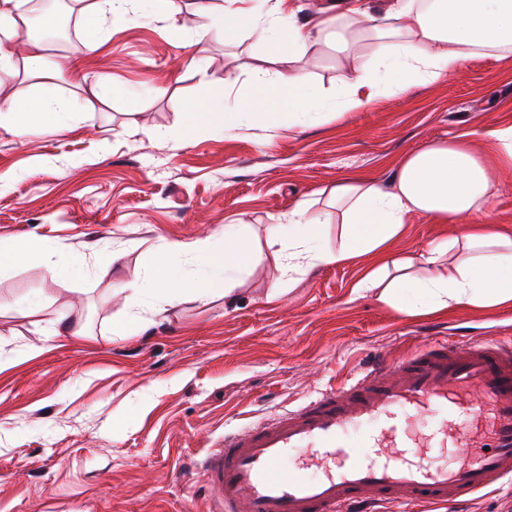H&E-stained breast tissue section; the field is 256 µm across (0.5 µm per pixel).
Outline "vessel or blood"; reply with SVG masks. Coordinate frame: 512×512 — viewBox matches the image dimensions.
Wrapping results in <instances>:
<instances>
[{
  "instance_id": "vessel-or-blood-1",
  "label": "vessel or blood",
  "mask_w": 512,
  "mask_h": 512,
  "mask_svg": "<svg viewBox=\"0 0 512 512\" xmlns=\"http://www.w3.org/2000/svg\"><path fill=\"white\" fill-rule=\"evenodd\" d=\"M433 412L434 432L413 414ZM465 448L452 466L432 449ZM212 512L460 503L512 476V343L430 339L299 408L225 432L201 461Z\"/></svg>"
}]
</instances>
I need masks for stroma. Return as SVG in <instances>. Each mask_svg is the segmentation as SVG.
<instances>
[{"label":"stroma","mask_w":512,"mask_h":512,"mask_svg":"<svg viewBox=\"0 0 512 512\" xmlns=\"http://www.w3.org/2000/svg\"><path fill=\"white\" fill-rule=\"evenodd\" d=\"M51 2L76 24L72 35L47 36L45 55L88 77L55 79L53 95L80 103L99 74L125 92L77 113L78 133L0 131V241L47 239L90 267L86 277L56 280L32 258L0 273V512H208L198 462L225 431L299 407L375 355L422 339L512 340V306L409 317L379 290H356L358 259L317 267L275 298L273 264L251 261L232 299L145 308L132 334L113 335L132 312L114 284L139 281L160 241L211 239L246 224L263 252L267 225L344 176L390 188L404 153L463 131L486 150L483 130L512 124V53L477 54L454 76L315 122L292 126L283 113L184 137L188 102L231 109L256 93L267 46L247 33L232 45L202 34L191 21L195 0H174L164 19L108 21L87 50L83 8ZM309 57L327 101L341 99L351 63L327 48ZM457 231L416 215L392 250L414 255ZM106 246L121 260L105 263ZM35 298L42 307L19 314ZM62 310L81 334L46 335ZM409 512H512V482Z\"/></svg>","instance_id":"1"}]
</instances>
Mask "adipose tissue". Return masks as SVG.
Wrapping results in <instances>:
<instances>
[{
    "label": "adipose tissue",
    "mask_w": 512,
    "mask_h": 512,
    "mask_svg": "<svg viewBox=\"0 0 512 512\" xmlns=\"http://www.w3.org/2000/svg\"><path fill=\"white\" fill-rule=\"evenodd\" d=\"M283 3L275 0L267 7L263 0H224L219 13L206 4L198 7L199 29L225 41H234L244 30L271 39L267 60L274 70L241 110L190 106L182 135L204 125L233 126L242 114H265L282 106L296 122L320 118L326 100L310 84L303 62L308 48L330 42L355 64L341 99L347 110L363 108L385 89L400 91L419 81L455 75L477 53L512 52V0H391L380 10L372 9L368 0H334L301 26L283 23ZM21 5L22 0H0V83L22 73L58 78L62 69L42 54L41 39L30 40L23 61H16L14 40L19 31L51 24L50 16L30 17ZM368 42L377 47L370 56L363 52ZM74 112L73 106L49 93L22 100L0 97V128L19 137L37 126L71 131ZM485 136L492 152L475 151L467 132L408 152L397 163L391 188L347 176L330 190L326 209H317L315 200H301L287 222L267 229L266 243L278 273L273 292H280L294 275L361 258L366 269L359 289H380L382 299L403 314L512 305V232L487 219L496 184L512 180V125L491 127ZM415 214L442 224L476 215L484 221L418 255L394 256L391 245ZM332 219L340 226L341 244L335 249L321 243L322 228ZM248 248L239 224L225 225L218 249L207 241H164L142 283L120 284L115 291L131 304L159 312L201 300L214 294L216 275L243 267ZM30 251L59 275L86 265L85 257H62L48 240L27 250L1 241L0 273L19 265ZM172 253L188 256L190 269L173 272L165 261Z\"/></svg>",
    "instance_id": "1"
}]
</instances>
